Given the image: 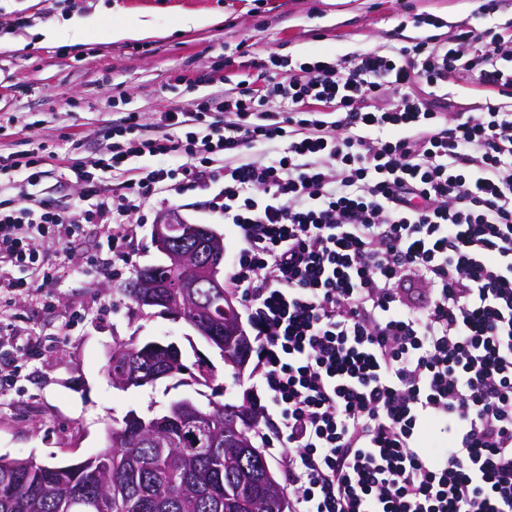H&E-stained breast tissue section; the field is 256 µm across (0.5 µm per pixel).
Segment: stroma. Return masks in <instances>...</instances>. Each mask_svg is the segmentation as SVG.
<instances>
[{"label": "stroma", "instance_id": "obj_1", "mask_svg": "<svg viewBox=\"0 0 512 512\" xmlns=\"http://www.w3.org/2000/svg\"><path fill=\"white\" fill-rule=\"evenodd\" d=\"M479 0H75L47 10L44 0H0V116L15 117L0 137V151L22 154L35 146L53 151L43 181L54 206L74 208L83 190L73 167L112 141V123L122 113H157L190 107L211 86L191 85L196 75L224 71L226 94L237 91L238 65H225L237 45L268 59L270 54L343 57L389 51L405 42L433 37L446 43L457 27H497L512 32V0H499L493 15H481ZM217 22L183 28L187 15ZM437 17L438 26H415V15ZM87 26L68 37L45 40L43 29L70 18ZM143 23L152 33L116 39L112 29ZM148 222L133 219L126 260L104 244L108 227L79 224L72 243L43 246L56 276L46 289L0 295V332L27 340L26 347L0 343V454L41 462L74 463L107 448L112 424L131 411L160 412L182 397L200 402L251 396L248 374H234L215 348L184 321L156 308L138 309L121 295L143 267L161 263L152 244L151 221L176 211L206 224L234 250L233 226L211 217L195 197H152ZM177 342L188 361L205 359L216 374L206 387L162 379L120 390L107 372L108 355L129 338Z\"/></svg>", "mask_w": 512, "mask_h": 512}]
</instances>
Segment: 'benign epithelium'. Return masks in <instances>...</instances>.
<instances>
[{
    "label": "benign epithelium",
    "instance_id": "1",
    "mask_svg": "<svg viewBox=\"0 0 512 512\" xmlns=\"http://www.w3.org/2000/svg\"><path fill=\"white\" fill-rule=\"evenodd\" d=\"M186 220L174 213L161 214L152 227V243L163 256V266L174 275L160 278L150 270L130 284L135 289L133 296L138 307H160L162 311L192 326L201 336H215L221 323L211 316L209 309L194 305L195 290L206 288L212 298H224V313L234 315V321L224 332L226 339L217 340L224 364L236 371H243L246 362L233 351L234 343L247 337L235 297L226 289L223 261L213 258L218 247L224 246L223 237L210 226L192 224L183 235L175 234L176 225ZM191 410L187 404L173 406L152 417L155 432L162 434L172 424L191 427L200 426L202 414Z\"/></svg>",
    "mask_w": 512,
    "mask_h": 512
}]
</instances>
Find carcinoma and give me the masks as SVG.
Segmentation results:
<instances>
[{
    "instance_id": "cac0c4a2",
    "label": "carcinoma",
    "mask_w": 512,
    "mask_h": 512,
    "mask_svg": "<svg viewBox=\"0 0 512 512\" xmlns=\"http://www.w3.org/2000/svg\"><path fill=\"white\" fill-rule=\"evenodd\" d=\"M150 341L122 343L112 349L107 372L126 373V351H142ZM213 454L206 439L183 440L172 429L139 434V453L110 448L78 464L61 465L0 455V512H95L89 504L112 501L111 512H273L275 494L261 480L264 466L250 459L224 434V422L239 431L258 428V416L244 405L216 402Z\"/></svg>"
}]
</instances>
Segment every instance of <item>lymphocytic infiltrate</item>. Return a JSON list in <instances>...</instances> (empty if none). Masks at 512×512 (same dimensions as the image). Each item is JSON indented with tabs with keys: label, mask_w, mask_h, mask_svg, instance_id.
<instances>
[{
	"label": "lymphocytic infiltrate",
	"mask_w": 512,
	"mask_h": 512,
	"mask_svg": "<svg viewBox=\"0 0 512 512\" xmlns=\"http://www.w3.org/2000/svg\"><path fill=\"white\" fill-rule=\"evenodd\" d=\"M239 96L136 112L75 170L111 194L75 214L43 198L42 159L0 152V286L49 287L38 243L77 219H129L161 192L234 225L227 277L255 332V390L276 418L289 512H512V40L458 29L392 52L269 56ZM489 95L448 109L450 74ZM153 157L154 165L130 161Z\"/></svg>",
	"instance_id": "obj_1"
}]
</instances>
